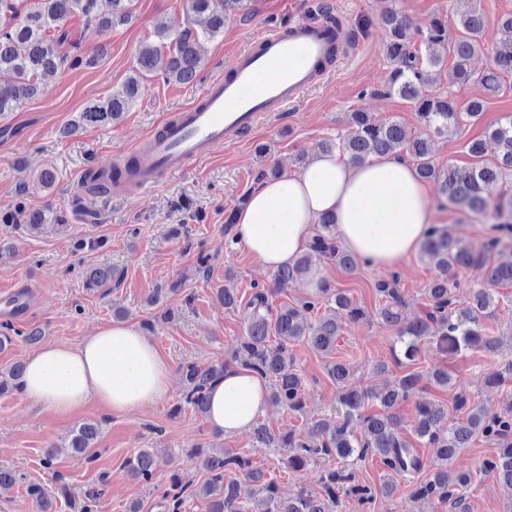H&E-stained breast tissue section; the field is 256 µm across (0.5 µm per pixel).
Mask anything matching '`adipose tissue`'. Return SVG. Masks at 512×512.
<instances>
[{
	"mask_svg": "<svg viewBox=\"0 0 512 512\" xmlns=\"http://www.w3.org/2000/svg\"><path fill=\"white\" fill-rule=\"evenodd\" d=\"M333 216L339 242L365 266L391 269L419 253L437 213L414 166L393 156L359 163L317 153L302 169L251 191L236 215V238L258 266L276 271L309 249L313 227ZM172 371L143 331L115 322L77 346L50 343L30 355L21 395L65 418L91 403L133 413L166 400ZM268 386L234 366L211 389L210 427L239 434L267 408Z\"/></svg>",
	"mask_w": 512,
	"mask_h": 512,
	"instance_id": "adipose-tissue-1",
	"label": "adipose tissue"
}]
</instances>
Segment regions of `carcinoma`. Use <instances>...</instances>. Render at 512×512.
Here are the masks:
<instances>
[{
  "label": "carcinoma",
  "instance_id": "1",
  "mask_svg": "<svg viewBox=\"0 0 512 512\" xmlns=\"http://www.w3.org/2000/svg\"><path fill=\"white\" fill-rule=\"evenodd\" d=\"M102 0H0V114L17 111L33 98L41 87L39 78L66 68L94 64L86 57L79 41L65 27L71 16L79 15L101 31L132 20L133 0H110V10L101 9ZM465 8L457 13V36L448 38V24L440 19L419 31L426 54L421 57L412 47V24L391 10L383 16L388 31L387 56L394 68L390 74L389 90L415 102L422 125L427 133L410 136L398 121L374 123L367 113L350 114L347 130L336 140L324 143L322 150H338L352 162L370 157L395 155L413 162L419 176L438 185L441 201L466 214L483 216L492 212L495 235L487 238L474 250L434 225L419 257L434 266L436 277L425 288L426 303L415 318L402 322L405 299L397 277L374 283L376 297L381 301L376 317L383 324L396 328L393 337L392 359L415 361L420 343L434 339L453 357L464 350L479 349L497 353L508 340L493 336L485 330L483 319L494 313L498 304V286L512 285V262H497L493 257L512 244V191L492 194L493 188L512 177V117L488 133V140L497 149L486 159V141L473 139L466 145L473 164L466 167L440 168L433 162L431 134L457 131L465 119L476 118L483 108L480 100L471 101L466 111L457 110L447 96L426 93L437 79L445 58L434 52L441 46L448 52L452 65L448 68V84L459 85L475 81L489 93L502 89L504 74H512V16L501 24L508 39L494 51L492 63L477 74L470 67L472 57L482 52L483 18L469 0H460ZM245 0H188L184 22L175 35L159 29L160 43L144 42L139 47L136 67L121 88L103 99L88 103L68 132L85 125L104 126L117 120L138 100L143 79L157 77L166 83L185 85L194 82L202 71L199 53L201 40L224 33V22L244 10ZM89 192L104 196L112 190V177L90 171L85 177ZM17 206L0 212L1 224H63L66 215L52 208L30 210L26 206L27 183L19 180L16 187ZM333 220L324 216L317 224L309 250L294 264L274 273V288L255 284L246 302L250 309L244 336L227 358L218 364L201 365L195 362L182 367L184 405L207 416L212 383L224 377V369L232 364L251 369L269 383V402L290 412L300 413L306 406V385L296 372L292 343L306 342L321 355L336 352L337 341L343 332V320L358 322L367 318L364 307L341 289L328 285L314 295H306L292 304L274 306L273 290H284L305 277L314 258H322L339 267L354 271L359 259L344 249L336 239ZM477 268L490 284L473 291L472 303L466 308L457 305L456 291L460 288L459 272ZM121 273L112 268H91L86 280L95 288L118 283ZM224 308L240 306L237 289L230 275H225L220 289ZM35 342L38 331H18L9 321L0 322V348L12 342V336ZM25 365L14 364L0 370V395L19 389ZM329 377L339 390L336 417L322 419L300 434L295 431L274 433L263 424L251 425L257 448H279L286 451L285 467L301 469L311 463H322L320 485L316 490L301 489L288 497L279 495L278 485L267 473L254 465L245 452L219 450L209 454L198 448L187 452L188 457L205 473L202 484L191 490L178 475H172L161 495L164 512H184L186 500L198 497L208 502L209 512H333L340 497L352 500L368 512L379 494L393 491V479L412 478L423 469L430 470L426 478L413 483L411 498L420 503L448 504L451 512H469L467 490L473 474L454 468L457 457L479 438L495 445L494 454L483 460L480 470L495 477L512 490V408L492 412L471 402L458 393L453 409L464 417L452 419L448 406L435 401L416 403L417 423L414 433L426 448L435 449L427 462L402 432L399 407L427 392L431 386L446 388L452 378L448 370L431 372L416 369L381 384L364 388L349 385L354 369L348 363L334 361L327 367ZM486 382L499 386L512 383V359L486 376ZM379 406L376 413L368 412V404ZM101 425L82 423L70 431L68 447L85 455L90 462L96 457ZM379 459L385 471L384 481L376 487L356 479L354 465L368 457ZM129 477L142 483L153 480L156 464L152 450L144 448L125 460ZM241 476L253 486L249 506L240 501L238 481ZM100 487L85 495L80 512H94L105 494L107 479ZM39 512H54L55 494L39 485L29 486Z\"/></svg>",
  "mask_w": 512,
  "mask_h": 512
}]
</instances>
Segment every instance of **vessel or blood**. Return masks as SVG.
Instances as JSON below:
<instances>
[{"label":"vessel or blood","mask_w":512,"mask_h":512,"mask_svg":"<svg viewBox=\"0 0 512 512\" xmlns=\"http://www.w3.org/2000/svg\"><path fill=\"white\" fill-rule=\"evenodd\" d=\"M343 38L318 19H295L251 41L223 75L175 115L165 116L132 146L139 185L150 190L224 145L238 142L258 121L285 111L316 86L329 56H343Z\"/></svg>","instance_id":"vessel-or-blood-1"}]
</instances>
